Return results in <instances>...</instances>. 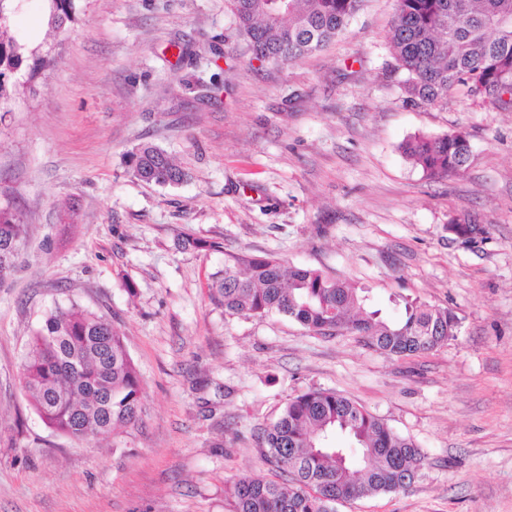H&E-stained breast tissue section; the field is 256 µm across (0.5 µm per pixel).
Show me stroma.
<instances>
[{"mask_svg": "<svg viewBox=\"0 0 512 512\" xmlns=\"http://www.w3.org/2000/svg\"><path fill=\"white\" fill-rule=\"evenodd\" d=\"M77 8L56 36L44 0L10 21L57 61L0 118V203L27 226L0 285V512H236L226 481L281 482L258 437L310 388L424 455L411 485L335 512H512V107L463 86L442 105L405 101L396 0H364L290 65L254 60L230 0ZM457 129L459 172L427 176L402 151ZM143 143L188 180L134 178L126 156ZM454 223L484 232L466 241ZM266 254L365 289L389 321L408 300L448 308L456 335L399 357L349 332L226 316L212 273ZM73 304L111 319L141 380L135 425L86 441L46 426L19 378L46 314Z\"/></svg>", "mask_w": 512, "mask_h": 512, "instance_id": "stroma-1", "label": "stroma"}]
</instances>
